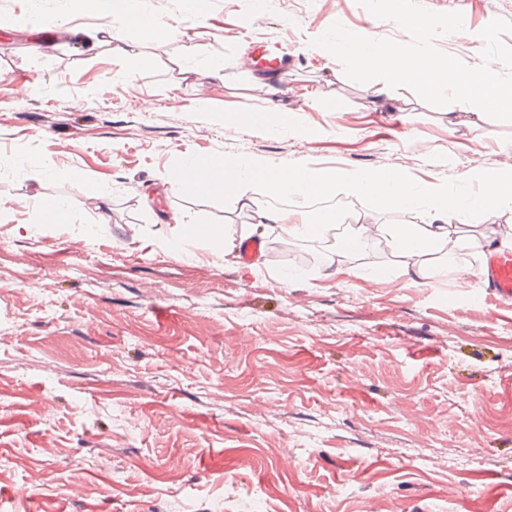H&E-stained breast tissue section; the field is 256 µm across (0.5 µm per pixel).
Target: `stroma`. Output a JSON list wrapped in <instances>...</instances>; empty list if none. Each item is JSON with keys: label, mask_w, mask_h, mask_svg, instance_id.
<instances>
[{"label": "stroma", "mask_w": 512, "mask_h": 512, "mask_svg": "<svg viewBox=\"0 0 512 512\" xmlns=\"http://www.w3.org/2000/svg\"><path fill=\"white\" fill-rule=\"evenodd\" d=\"M420 2L462 13L463 32L435 45L471 67L481 30L512 21V0ZM132 6L174 35L42 0L69 17L49 33L20 26L29 0H0V512H512V304L470 285L485 249L419 286L384 257L333 277L245 264L205 231L240 234L257 208L178 186L186 158L214 154L452 183L512 170V122L346 78L312 44L333 23L409 40L357 0ZM275 38L286 71L246 65ZM270 104L297 130L224 119ZM255 195L314 221L423 220L371 199ZM47 197L80 206L49 226ZM375 265L389 277L370 278Z\"/></svg>", "instance_id": "stroma-1"}]
</instances>
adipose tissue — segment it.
<instances>
[{
  "label": "adipose tissue",
  "instance_id": "1",
  "mask_svg": "<svg viewBox=\"0 0 512 512\" xmlns=\"http://www.w3.org/2000/svg\"><path fill=\"white\" fill-rule=\"evenodd\" d=\"M220 177L211 169L183 170L181 183L201 193L219 188L245 204H255V184L269 185L278 195L303 200L320 199L339 193L348 197L379 200L396 210H424L422 223L351 224L339 228L335 212L328 211L319 223H309L305 212L286 219L276 209L265 208L261 217L279 233L294 238L331 239L327 266L333 273L344 270V257L363 251L369 241L381 238L397 259L401 276L421 285L447 275V262L460 240L452 236L450 223L464 216L498 209L512 211V176L495 169H468L464 182H477L479 195H471L440 181L419 182L402 170L387 166L370 173L349 169L323 171L308 167L283 169L254 158H223Z\"/></svg>",
  "mask_w": 512,
  "mask_h": 512
}]
</instances>
